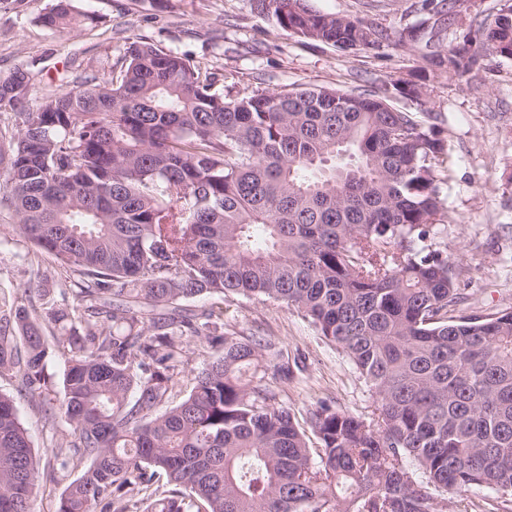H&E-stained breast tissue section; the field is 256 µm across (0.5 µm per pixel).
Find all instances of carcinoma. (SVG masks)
<instances>
[{
	"label": "carcinoma",
	"instance_id": "1",
	"mask_svg": "<svg viewBox=\"0 0 512 512\" xmlns=\"http://www.w3.org/2000/svg\"><path fill=\"white\" fill-rule=\"evenodd\" d=\"M274 26L342 50L417 43L307 0H251ZM456 3L424 0L442 24ZM49 30L98 23L75 0L36 17ZM427 62L471 81L512 58V9L480 40ZM29 105L31 73L0 75V210L82 277L74 304L45 287L0 302V373L71 426L55 453L71 480L56 512H447L474 488L512 512V310L456 315L448 248L433 246L449 179L423 84L378 91L300 86L226 97L213 73L136 40L106 72L62 78ZM261 228L264 244L253 240ZM273 300L336 346L373 396L368 414L318 400L306 429L267 378L288 380L268 339L224 334L226 298ZM208 297L189 314L180 302ZM105 315V322L96 321ZM58 337L51 387L43 323ZM221 346L187 397L162 414L183 337ZM38 467L14 397L0 393V512H35ZM44 339L46 345L53 352V357L48 363L47 370L53 376L54 386L52 387V391H50V398H55L61 394L63 385V374H64V364L63 358H61L60 354L55 350L54 345L56 344L57 337L64 333L59 329V325H54L51 323L44 324Z\"/></svg>",
	"mask_w": 512,
	"mask_h": 512
}]
</instances>
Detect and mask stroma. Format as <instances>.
I'll list each match as a JSON object with an SVG mask.
<instances>
[{
	"mask_svg": "<svg viewBox=\"0 0 512 512\" xmlns=\"http://www.w3.org/2000/svg\"><path fill=\"white\" fill-rule=\"evenodd\" d=\"M51 0H27L23 11H0V75L19 66L32 75L30 104L58 90L63 74L86 64L104 70L120 58L130 41L142 37L186 56L215 74L216 88L227 94L280 91L297 85L329 86L344 92L376 90L426 70L421 106L404 98L399 108L417 119L439 113L449 141L451 178L443 187L437 244L457 257L458 286L464 297L457 312L481 316L512 309V59L488 57L471 84L428 68L416 46H381L344 51L275 28L251 9L250 0H77L80 10L99 16L98 26L79 32L50 31L36 16ZM461 8L443 28L441 44L451 48L464 36L478 38L480 25L512 0H460ZM325 13L367 18L391 31L423 19L415 0H309ZM57 271L60 283L78 288L81 278L54 256L35 247L9 213L0 214V290L24 288L36 272ZM224 330L271 339L293 370L290 380L274 384L279 401L298 422L319 399L337 410L370 412L373 398L335 346L323 340L295 311L271 300L234 297L228 301ZM188 360L166 407L181 402L193 387L195 372L220 349L208 340L183 339ZM20 419L36 452L39 471L35 508L55 512L66 487L57 474L55 448L70 427L64 418L48 422L39 403H19Z\"/></svg>",
	"mask_w": 512,
	"mask_h": 512,
	"instance_id": "obj_1",
	"label": "stroma"
}]
</instances>
